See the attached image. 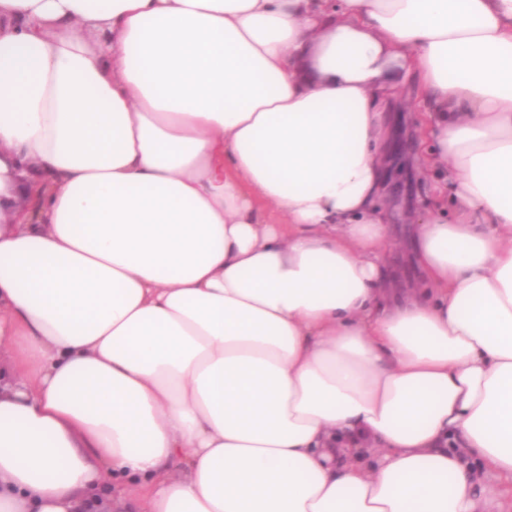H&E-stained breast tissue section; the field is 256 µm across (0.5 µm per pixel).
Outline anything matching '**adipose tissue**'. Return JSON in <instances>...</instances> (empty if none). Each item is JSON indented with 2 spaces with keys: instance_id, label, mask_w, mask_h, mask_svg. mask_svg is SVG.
Returning <instances> with one entry per match:
<instances>
[{
  "instance_id": "obj_1",
  "label": "adipose tissue",
  "mask_w": 512,
  "mask_h": 512,
  "mask_svg": "<svg viewBox=\"0 0 512 512\" xmlns=\"http://www.w3.org/2000/svg\"><path fill=\"white\" fill-rule=\"evenodd\" d=\"M1 213L0 512L500 507L512 0H0ZM406 178V186L401 183H393L383 195V197L387 195L388 198L398 196L393 204L394 217L391 222L393 224V235L390 246V262L402 284L412 282L417 275L411 263L410 250L407 243L413 224L420 223L417 217L420 211L412 207L415 197L412 195L411 186L415 180H417V184L420 186L416 171L406 168Z\"/></svg>"
}]
</instances>
